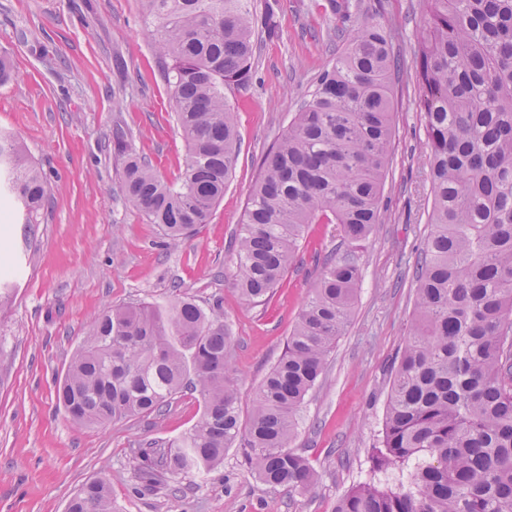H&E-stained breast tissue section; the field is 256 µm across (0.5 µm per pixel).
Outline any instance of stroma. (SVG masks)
Returning a JSON list of instances; mask_svg holds the SVG:
<instances>
[{
    "label": "stroma",
    "mask_w": 512,
    "mask_h": 512,
    "mask_svg": "<svg viewBox=\"0 0 512 512\" xmlns=\"http://www.w3.org/2000/svg\"><path fill=\"white\" fill-rule=\"evenodd\" d=\"M344 29L328 0H277L278 33L257 50L250 81L225 88L237 114L240 151L224 196L196 234L164 243L123 190L112 147L122 128L159 175L176 180L188 151L138 0H0V51L15 78L0 85V128L13 132L48 182L34 218L0 224V512H68L88 482H109L115 512H334L371 475L392 370L413 318L415 262L431 226L429 150L414 58L428 15L423 0H357ZM393 37L394 83L382 222L357 256L362 269L350 323L302 406L292 449L315 472L311 490L262 483L231 446L211 473L176 477L150 493L138 479L139 449L161 448L197 421L195 394L160 416L78 427L57 402L93 317L115 304L166 303L172 295L219 306L231 332L240 415L283 353L327 253L343 255L337 225L312 224L269 303H245L233 284L235 234L266 150L287 129L324 66L361 17Z\"/></svg>",
    "instance_id": "obj_1"
}]
</instances>
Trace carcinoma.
<instances>
[{
	"mask_svg": "<svg viewBox=\"0 0 512 512\" xmlns=\"http://www.w3.org/2000/svg\"><path fill=\"white\" fill-rule=\"evenodd\" d=\"M254 0H139L159 74L189 156L161 179L122 131L124 189L147 223L175 242L224 196L239 150L224 88L249 80L272 6ZM415 60L432 171L431 230L416 260L414 316L395 366L373 475L408 472L391 488L362 483L336 512H512V0H424ZM400 62L367 17L317 76L287 130L265 152L237 241L235 281L263 305L292 266L306 227L337 224L350 253L323 261L280 359L242 423L221 314L174 295L96 316L59 383L77 426L161 415L188 389L201 414L180 439L141 452L140 478L208 472L233 444L266 485L305 491L309 461L290 450L297 417L350 321L361 268L355 249L381 223ZM6 193L38 212L47 182L12 135L0 134ZM68 512H112L107 482L87 483Z\"/></svg>",
	"mask_w": 512,
	"mask_h": 512,
	"instance_id": "cac0c4a2",
	"label": "carcinoma"
}]
</instances>
